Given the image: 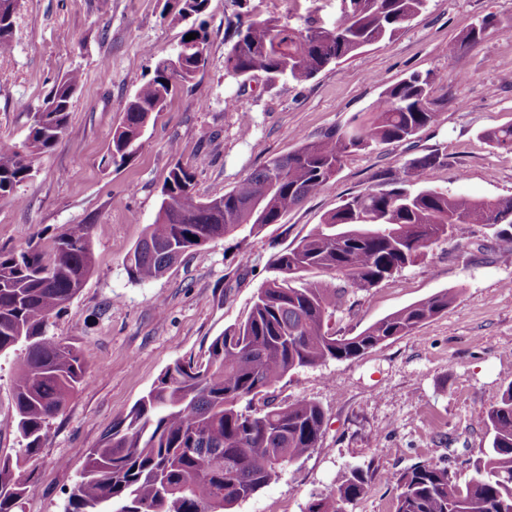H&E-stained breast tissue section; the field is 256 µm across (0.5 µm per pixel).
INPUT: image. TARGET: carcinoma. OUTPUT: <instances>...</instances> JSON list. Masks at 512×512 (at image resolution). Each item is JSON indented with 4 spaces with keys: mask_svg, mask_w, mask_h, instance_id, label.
<instances>
[{
    "mask_svg": "<svg viewBox=\"0 0 512 512\" xmlns=\"http://www.w3.org/2000/svg\"><path fill=\"white\" fill-rule=\"evenodd\" d=\"M170 21L184 27L172 58H160L153 76L127 100L115 128L108 162L119 168L141 150L177 86L191 82L208 61L209 34L189 18L208 0H178ZM428 0H358L353 14L330 26L293 27L273 18L238 13L228 21L225 74L270 82L287 76L312 79L365 48L390 39L418 16ZM20 0H0V51L12 46ZM487 17L460 44L476 43L499 29ZM458 44V45H460ZM458 45L449 47L456 52ZM81 83L72 71L56 81L33 113L25 139L0 141V199H18L32 177V161L62 138L71 100ZM431 75L412 74L383 89L367 115L303 139L295 150L249 173L219 199L201 201L194 175L175 163L160 190L156 221L125 259L134 282L162 276L183 256L244 228L278 224L289 211L324 190L344 160L378 144L411 140L434 123ZM488 145L512 151V125L488 129ZM441 155L414 159L389 189H369L327 214L298 242L269 262V276L244 320L224 329L204 361H175L124 418L90 450L63 512H226L321 447L325 416L302 399L277 403L271 390L288 374L329 360L355 359L448 310L456 294L439 292L406 306L354 336H338L330 320L346 290L305 278L312 269L335 272L350 287L367 290L416 262L459 224L495 228L494 245L512 250V196L475 200L444 191H412L415 171L441 164ZM92 225L69 224L43 249L0 250V354L24 351L13 382L22 457L0 455V512H17L29 479L21 463L37 458L47 426L84 383L87 362L79 349L48 334L50 317L64 311L83 288L94 257ZM490 434L474 475L463 484L448 467L418 463L396 477L394 512H512V384L481 417ZM368 475L345 473L336 489L320 495L308 512H346L366 490Z\"/></svg>",
    "mask_w": 512,
    "mask_h": 512,
    "instance_id": "1",
    "label": "carcinoma"
}]
</instances>
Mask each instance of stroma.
<instances>
[{
  "label": "stroma",
  "instance_id": "stroma-1",
  "mask_svg": "<svg viewBox=\"0 0 512 512\" xmlns=\"http://www.w3.org/2000/svg\"><path fill=\"white\" fill-rule=\"evenodd\" d=\"M166 0H20L13 48L0 54V139L19 141L53 83L72 70L82 81L67 130L33 163L19 201L0 200V249L46 244L66 224L92 225L95 267L51 334L75 345L86 384L48 425L18 512H61L86 455L175 360H202L211 341L247 315L272 256L307 235L323 215L377 187V176L436 152L417 187L474 199L512 196V151L488 146L483 131L512 124V0H429L397 36L330 66L313 79L267 82L224 74V29L245 8L296 26L329 24L341 0H208L198 18L209 33L208 62L182 86L123 167L103 158L128 97L172 53L181 30L162 17ZM502 30L474 44L461 35L484 17ZM456 52H449L450 44ZM432 73L433 124L407 142L349 156L321 193L278 224L191 252L163 276L136 283L124 258L158 212L175 163L191 168L199 198L224 195L255 168L294 150L301 138L365 114L384 86ZM493 231L458 225L416 263L366 291L353 290L331 322L354 335L443 290L448 311L412 334L350 360L289 374L280 401L308 399L326 419L321 448L231 512H308L353 468L370 472L346 512H394L396 476L421 461L467 480L488 444L479 416L512 384V256L487 251ZM23 357L0 356V454L16 456L12 382Z\"/></svg>",
  "mask_w": 512,
  "mask_h": 512
}]
</instances>
